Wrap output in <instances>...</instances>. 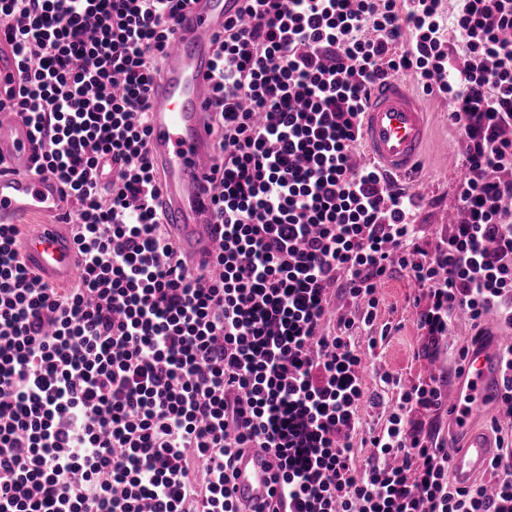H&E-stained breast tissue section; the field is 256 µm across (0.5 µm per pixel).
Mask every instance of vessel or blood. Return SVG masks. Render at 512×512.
Returning <instances> with one entry per match:
<instances>
[{
  "label": "vessel or blood",
  "mask_w": 512,
  "mask_h": 512,
  "mask_svg": "<svg viewBox=\"0 0 512 512\" xmlns=\"http://www.w3.org/2000/svg\"><path fill=\"white\" fill-rule=\"evenodd\" d=\"M237 0H195L179 17L162 71L150 86L149 149L160 179L156 202L162 222L179 252L194 267L211 263L218 238L214 222V187L209 179L216 162L212 134L213 97L210 73L213 37L225 20L238 12ZM18 60L7 43H0V94L15 87ZM408 77H392L371 91L363 112L361 160L387 173L410 177L417 173L429 138V114L410 88ZM41 146L29 126L16 115L0 111V224L21 215L45 216L20 243L26 264L52 285L70 281L79 255L64 217L70 205L61 185L35 174ZM491 336L468 352L461 381L448 403V427L464 436L463 447L448 458L457 486L469 484L487 466L488 435L474 423L485 416L502 390L500 346L505 338L488 321ZM232 494L243 506L272 500L270 457L250 449L234 460Z\"/></svg>",
  "instance_id": "obj_1"
}]
</instances>
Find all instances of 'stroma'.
<instances>
[{
	"instance_id": "obj_1",
	"label": "stroma",
	"mask_w": 512,
	"mask_h": 512,
	"mask_svg": "<svg viewBox=\"0 0 512 512\" xmlns=\"http://www.w3.org/2000/svg\"><path fill=\"white\" fill-rule=\"evenodd\" d=\"M423 103L431 114L432 126L429 143L422 156L416 176L407 179L410 193L419 198L414 212V222L420 238L429 240L446 233L448 227L442 216L449 203L453 202L455 188L460 176L459 167L448 164L449 154H462L465 142L460 134L448 124V105L436 97H424ZM416 291V284L408 271L394 269L380 289L379 308L373 326L357 330L355 341L365 352L364 384L367 395H379V405L362 404L361 415L365 426H385L388 414L395 402V395L381 391L375 377L376 372H389L411 383L427 378L429 373L443 377V389L452 392L457 381L449 373L446 363H437L428 368L426 360L416 358L420 345L419 330L416 326L410 300ZM378 337L376 348H369L370 337Z\"/></svg>"
}]
</instances>
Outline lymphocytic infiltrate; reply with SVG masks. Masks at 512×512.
I'll return each instance as SVG.
<instances>
[{"label": "lymphocytic infiltrate", "instance_id": "obj_1", "mask_svg": "<svg viewBox=\"0 0 512 512\" xmlns=\"http://www.w3.org/2000/svg\"><path fill=\"white\" fill-rule=\"evenodd\" d=\"M193 0H0L10 108L75 202L77 284L54 288L0 224V512H239L231 472L277 461L271 512H512V345L491 419L494 486H456L422 421L441 383L386 372L387 424L353 437L358 325L399 267L428 362L458 313L512 330V0H241L214 38L221 244L191 268L152 204L149 87ZM460 37L455 65L448 35ZM410 73L465 138L460 219L420 244L412 194L355 154L371 86ZM363 304L330 323L333 288ZM17 70L18 59L11 46L2 40L0 43V94L3 102H7L5 90L16 87Z\"/></svg>", "mask_w": 512, "mask_h": 512}]
</instances>
